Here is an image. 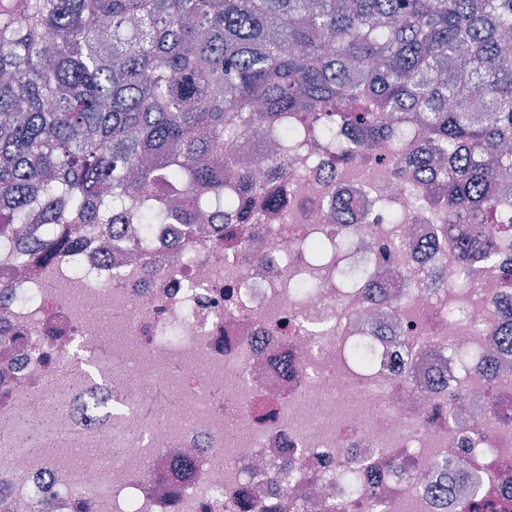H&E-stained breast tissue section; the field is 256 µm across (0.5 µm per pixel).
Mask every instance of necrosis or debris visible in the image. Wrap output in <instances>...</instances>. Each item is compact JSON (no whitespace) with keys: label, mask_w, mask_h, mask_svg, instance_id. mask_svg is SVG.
Segmentation results:
<instances>
[{"label":"necrosis or debris","mask_w":512,"mask_h":512,"mask_svg":"<svg viewBox=\"0 0 512 512\" xmlns=\"http://www.w3.org/2000/svg\"><path fill=\"white\" fill-rule=\"evenodd\" d=\"M292 121L304 143L269 184L284 208L238 235L213 207L197 224L117 215L49 266L0 239V512H223L233 494L331 512L351 486L349 512L488 494L512 512V228L467 256L440 245L406 172L425 137L323 167L318 120ZM18 418L90 456L48 461L13 438ZM462 452L472 477L449 480L437 464Z\"/></svg>","instance_id":"4bbe7bcc"}]
</instances>
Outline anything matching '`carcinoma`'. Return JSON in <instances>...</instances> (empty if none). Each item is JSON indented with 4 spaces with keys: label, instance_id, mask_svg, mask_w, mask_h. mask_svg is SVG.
<instances>
[{
    "label": "carcinoma",
    "instance_id": "obj_1",
    "mask_svg": "<svg viewBox=\"0 0 512 512\" xmlns=\"http://www.w3.org/2000/svg\"><path fill=\"white\" fill-rule=\"evenodd\" d=\"M23 15L25 24L16 23ZM512 0H0V238L46 224L45 263L118 213L257 224L281 208L235 164L254 112L285 137L316 112L336 153L395 147L415 115L453 169L429 184L449 226L482 224L512 178ZM224 153V171L206 163ZM187 184L181 207L154 194Z\"/></svg>",
    "mask_w": 512,
    "mask_h": 512
}]
</instances>
